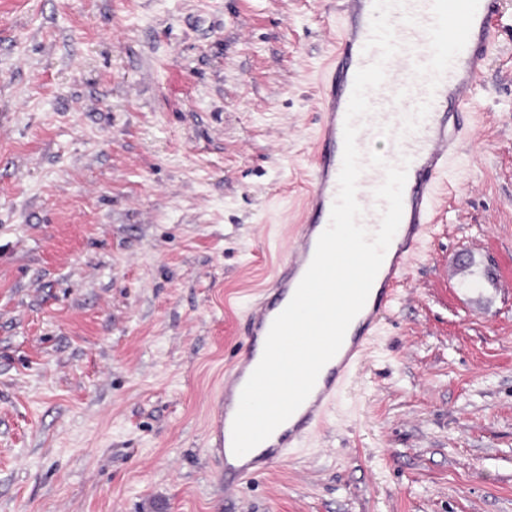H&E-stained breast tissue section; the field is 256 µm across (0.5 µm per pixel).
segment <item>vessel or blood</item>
<instances>
[{"label": "vessel or blood", "mask_w": 512, "mask_h": 512, "mask_svg": "<svg viewBox=\"0 0 512 512\" xmlns=\"http://www.w3.org/2000/svg\"><path fill=\"white\" fill-rule=\"evenodd\" d=\"M499 0H406L390 19L399 51L386 64L383 84L368 94L372 111L357 119L356 143L363 171L357 183L362 224L369 231L380 225L382 202L374 191L385 177L383 168L369 160L376 137L389 136L388 163L407 162L400 226L383 260L387 272L372 288L352 336V345L327 376L318 378L306 401L273 434L244 456L232 451V424L243 386L261 360L273 320L288 305L313 258L321 233L330 221L338 194L343 156L344 120L357 71L377 60V50H366L373 0H346L340 15V37L319 100V126L312 173L306 184L305 220L297 244L282 262L265 297L244 324L242 353L236 373L224 384L213 409L208 452L225 490L247 483L284 459L320 423L333 398L337 375L348 374L365 341L380 323L393 300L407 262L434 221L435 194L448 171V161L468 125L460 105L475 95L486 59L495 46Z\"/></svg>", "instance_id": "vessel-or-blood-1"}]
</instances>
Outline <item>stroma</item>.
I'll return each mask as SVG.
<instances>
[{"label":"stroma","mask_w":512,"mask_h":512,"mask_svg":"<svg viewBox=\"0 0 512 512\" xmlns=\"http://www.w3.org/2000/svg\"><path fill=\"white\" fill-rule=\"evenodd\" d=\"M344 0H0V512H512V0L322 422L225 497L213 396L287 256Z\"/></svg>","instance_id":"35a3bbf8"}]
</instances>
